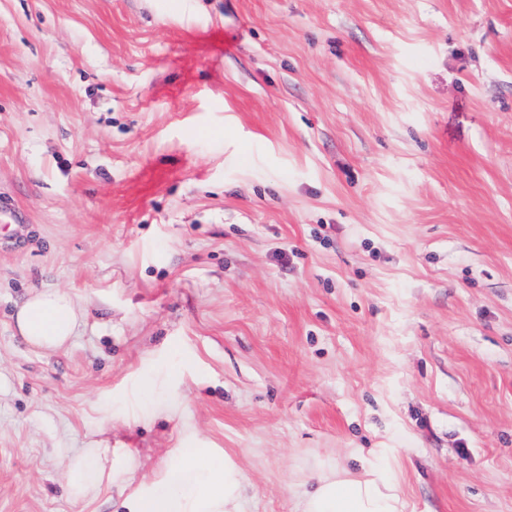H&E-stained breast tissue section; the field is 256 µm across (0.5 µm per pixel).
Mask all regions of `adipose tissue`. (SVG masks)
<instances>
[{
	"label": "adipose tissue",
	"instance_id": "obj_1",
	"mask_svg": "<svg viewBox=\"0 0 512 512\" xmlns=\"http://www.w3.org/2000/svg\"><path fill=\"white\" fill-rule=\"evenodd\" d=\"M80 322L64 292L36 289L16 314L19 332L46 352L65 346ZM244 476L231 458L205 448H184L165 466L161 477L136 492L130 512H244ZM400 487L385 476L365 471L351 475L333 463L322 465L312 483L296 493V512H405Z\"/></svg>",
	"mask_w": 512,
	"mask_h": 512
}]
</instances>
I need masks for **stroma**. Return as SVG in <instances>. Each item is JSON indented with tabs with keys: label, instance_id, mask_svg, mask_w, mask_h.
I'll use <instances>...</instances> for the list:
<instances>
[{
	"label": "stroma",
	"instance_id": "obj_1",
	"mask_svg": "<svg viewBox=\"0 0 512 512\" xmlns=\"http://www.w3.org/2000/svg\"><path fill=\"white\" fill-rule=\"evenodd\" d=\"M88 448L135 466L75 500ZM178 448L245 512L365 459L512 512V0H0V512H128ZM80 322L78 308L64 292L35 289L16 314L19 332L34 347L45 352L65 346Z\"/></svg>",
	"mask_w": 512,
	"mask_h": 512
}]
</instances>
